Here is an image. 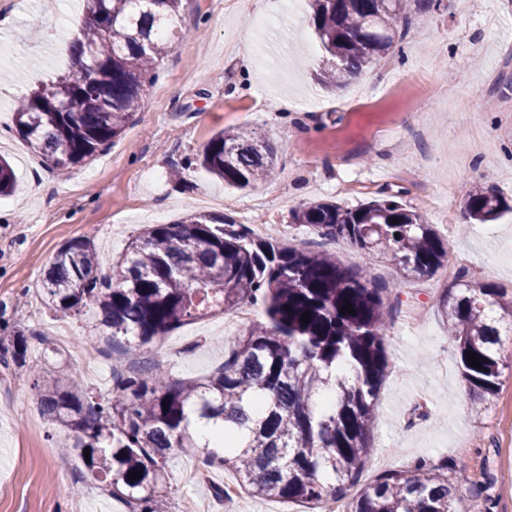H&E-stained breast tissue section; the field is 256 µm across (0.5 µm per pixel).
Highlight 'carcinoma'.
<instances>
[{"mask_svg":"<svg viewBox=\"0 0 512 512\" xmlns=\"http://www.w3.org/2000/svg\"><path fill=\"white\" fill-rule=\"evenodd\" d=\"M185 0H84L85 22L70 45L68 68L19 100L14 130L57 170L82 165L120 138L173 50V25ZM411 0H309L308 20L325 61L314 74L340 89L408 37ZM275 148L254 128L218 131L198 156L200 166L246 189L275 169ZM16 186L0 158V196ZM511 210L495 186L467 194L465 219L486 224ZM325 238L343 239L365 256L386 254L412 278L448 270L451 256L434 225L416 208L387 195L354 207L309 201L291 213ZM49 304L67 315L91 311L122 344L131 371L113 377L112 398L99 400L78 377L43 383L42 414L90 449V474L111 487L129 512H158L166 489L169 451L199 456L205 467L233 472L253 495L322 505L348 499L347 512H468L448 463L421 462L360 486L372 449L378 391L386 376L391 329L388 288L340 256L288 246L253 234L226 215L198 212L154 224L133 237L108 273L91 242L73 239L52 257L42 280ZM502 288L458 271L439 306L470 391L488 400L505 368L496 345L512 331V299ZM351 304L354 313H340ZM261 307L256 323L224 354V366L204 382L174 380L141 366L140 351L212 311ZM309 321H302L304 313ZM28 337L19 334L0 363L25 362ZM479 354L482 370L469 366ZM346 361L351 378L336 382L333 404L314 398L324 373ZM221 423L224 453L200 443L191 421ZM132 471L140 478L129 479Z\"/></svg>","mask_w":512,"mask_h":512,"instance_id":"cac0c4a2","label":"carcinoma"}]
</instances>
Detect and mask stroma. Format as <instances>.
Here are the masks:
<instances>
[{"label":"stroma","instance_id":"stroma-1","mask_svg":"<svg viewBox=\"0 0 512 512\" xmlns=\"http://www.w3.org/2000/svg\"><path fill=\"white\" fill-rule=\"evenodd\" d=\"M82 0H0V154L16 173L14 196L0 199V339L58 320L41 290L53 254L67 241L93 243L103 267L130 237L201 211L240 224H281L285 243L364 262L347 241L293 223L299 203L349 206L399 194L422 211L448 245L450 271L404 280L390 258L368 261L385 283L394 322L389 370L377 400L374 450L362 481L416 462L464 467L459 488L479 512H512L502 488L500 445L512 432V368L497 395L475 404L461 377L436 301L456 269L512 292V213L492 224L462 216L474 184L495 185L512 201V0H450L416 10L402 52L385 55L340 90L313 79L321 54L306 4L286 13L280 0H188L174 22L175 46L158 68L132 125L85 166L60 172L12 131L17 95L63 72L83 20ZM254 125L276 149L273 178L241 190L201 170L197 157L217 131ZM69 331L29 340L24 366L0 365V512H128L89 476L78 451L61 454L69 434L39 409L36 379L78 375L102 396L123 371L95 315L68 316ZM247 330L213 312L147 345L142 358L178 380L204 379ZM100 354L83 372L80 354ZM161 512H309L295 503L240 494L227 499L232 473L204 469L197 457L168 456Z\"/></svg>","mask_w":512,"mask_h":512}]
</instances>
